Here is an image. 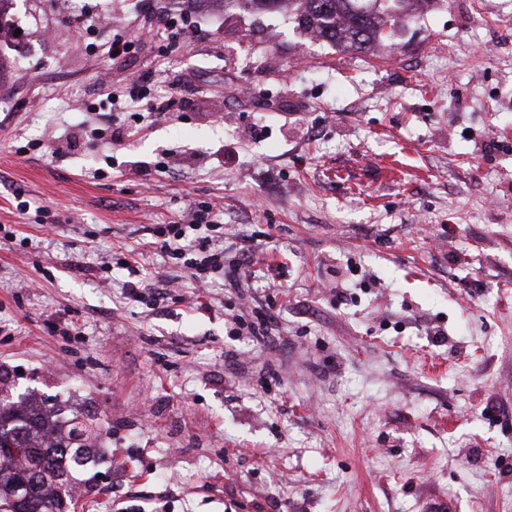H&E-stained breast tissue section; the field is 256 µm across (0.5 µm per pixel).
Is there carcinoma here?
<instances>
[{"label":"carcinoma","instance_id":"obj_1","mask_svg":"<svg viewBox=\"0 0 512 512\" xmlns=\"http://www.w3.org/2000/svg\"><path fill=\"white\" fill-rule=\"evenodd\" d=\"M281 0H225L230 9L262 11ZM304 30L349 50L363 51L386 26L416 17L413 0H291ZM19 452L9 451V447ZM96 462L92 428L83 418H60L55 407L23 403L0 389V512H65L74 474Z\"/></svg>","mask_w":512,"mask_h":512}]
</instances>
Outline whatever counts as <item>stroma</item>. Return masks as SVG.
Masks as SVG:
<instances>
[{
    "label": "stroma",
    "mask_w": 512,
    "mask_h": 512,
    "mask_svg": "<svg viewBox=\"0 0 512 512\" xmlns=\"http://www.w3.org/2000/svg\"><path fill=\"white\" fill-rule=\"evenodd\" d=\"M58 2L14 0L0 44V368L96 413L83 512H512V0H431L365 53L152 0L181 29L116 61L136 0ZM198 202L257 244L268 335L155 249ZM130 254L178 291L126 299Z\"/></svg>",
    "instance_id": "obj_1"
}]
</instances>
